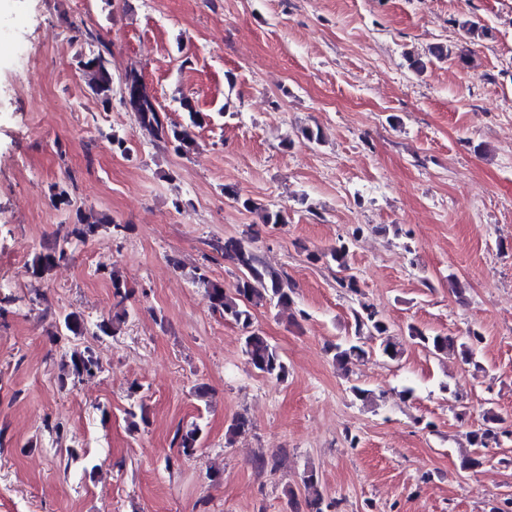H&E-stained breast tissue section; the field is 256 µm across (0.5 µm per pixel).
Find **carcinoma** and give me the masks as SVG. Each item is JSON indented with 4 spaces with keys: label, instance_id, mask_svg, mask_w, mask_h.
<instances>
[{
    "label": "carcinoma",
    "instance_id": "1",
    "mask_svg": "<svg viewBox=\"0 0 512 512\" xmlns=\"http://www.w3.org/2000/svg\"><path fill=\"white\" fill-rule=\"evenodd\" d=\"M461 28L463 36L471 43L491 36V30L484 26L464 22ZM86 38L95 43V49L88 57L79 60L80 69L86 75L91 91L102 103L110 104L113 95L110 66L112 42L91 31L86 33ZM181 108L185 111L183 121L168 123L161 115L154 96L145 92L135 116L138 124L151 132L158 141L171 143L176 150L187 154L194 145L192 129L203 126L207 115L197 111L188 99L182 100ZM127 230L128 225L117 224L104 213H79L77 222L66 235L46 245L43 251L34 257L31 275L36 279H45L59 262L67 258L68 247L74 240L84 243L103 232L120 237ZM253 234L255 230L248 229L239 235H228L224 240L214 244V250L221 253L224 260L231 262L240 272L233 289L228 290L224 285L209 280L203 271H193L191 279L204 286L214 312L224 317V321L231 322L245 331L244 353L250 366L267 378L283 381L288 376V366L277 347L266 336L252 330V309L267 305H274L282 310L290 308L293 305L294 287L285 275L267 266L251 248ZM349 253L350 244L345 241L332 247L328 256L340 270L344 271L348 268ZM108 277L113 288L115 313L96 325L101 336L116 335L129 316L125 307L127 291L123 282L112 272ZM352 317L353 335L329 345V352L336 367L346 373L349 372L351 365L369 354L366 340L373 337L378 339L376 352L379 355L390 361L401 358L402 343L398 337L390 334L389 326L379 317L373 306L360 304L359 308L352 310ZM57 334L64 341L84 335L85 325L81 314L75 310L61 313L58 316ZM408 336L435 357L456 352L464 363L480 367L477 352L482 343V336L475 330H468L464 336L452 337L439 333L428 334L410 325ZM101 368L100 358L93 349L88 346L72 347L62 355L58 382L60 387L65 388L70 383L95 375ZM499 422V416L492 410L485 412L484 426L469 433L470 445L475 447L474 456L465 458L463 468L473 469L480 466L484 459L481 449L499 444V436L502 435L497 427ZM201 432L202 429L197 424L176 431L174 441L179 448V455L186 459L197 452ZM302 482L308 492V512H335L337 504L325 501L323 493L318 489V478L314 471L305 472Z\"/></svg>",
    "mask_w": 512,
    "mask_h": 512
}]
</instances>
